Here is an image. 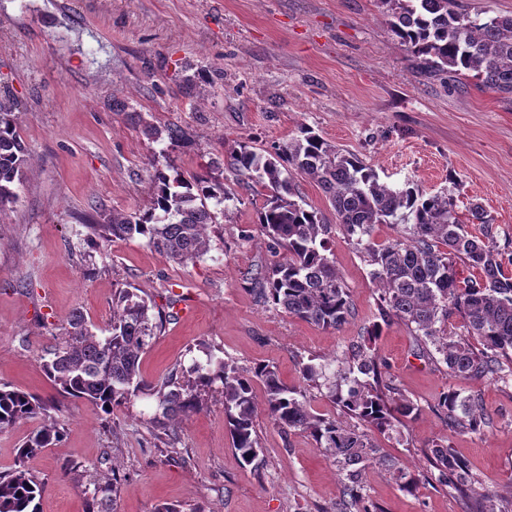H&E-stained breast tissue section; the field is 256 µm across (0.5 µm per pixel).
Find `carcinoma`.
I'll list each match as a JSON object with an SVG mask.
<instances>
[{"mask_svg":"<svg viewBox=\"0 0 512 512\" xmlns=\"http://www.w3.org/2000/svg\"><path fill=\"white\" fill-rule=\"evenodd\" d=\"M391 32L405 47L416 69L430 76L476 79L480 85L512 95V15L484 16L461 8L457 0H381ZM154 142L172 147L190 144L189 132L178 125L143 126ZM222 165L241 178L247 190L264 196L255 223L268 238L272 252L287 257L254 274L258 299L289 315L325 329H338L353 315L348 288L327 256L332 225L317 208L296 200L291 170L316 182L328 199L344 233L374 266L370 275L379 285L378 316L386 324L400 322L411 335L435 347L456 378L507 381L502 360L512 362V250L500 247L497 225L479 204L469 207L477 228L468 231L460 221L455 199L447 193L425 195L412 181L391 185L357 155L328 143L303 125L299 136L286 143L258 148L250 138L233 141ZM29 166L28 150L14 118V105L0 98V211L17 199L15 187ZM152 194L148 206L136 212L96 209L86 219L91 236L105 242L140 238L155 252L179 264L194 263L210 250L209 225L215 208L234 194L205 172L190 179L171 176L150 163ZM377 224L398 228V236L384 244L372 241ZM479 271L477 278H459L458 266ZM147 301L121 289L115 293L107 335L98 336L81 314H74L64 341L53 358L42 363L48 380L66 398L85 401L106 415L147 389L162 408L153 424L161 431L166 452L179 454L171 424L199 410L198 393L220 385L224 396V424L232 446L246 465L263 466L256 435L257 402L254 381L264 387V410L283 430L307 433L341 475L336 512H378L363 494L362 476L375 466L411 492L418 478L402 469L373 443L368 434L335 418L311 413L302 390L284 383L274 367L259 365L242 372L223 359L196 363L191 379L182 383L176 373L161 382L143 378L141 354L151 346L163 321L149 314ZM465 322V334L448 332L453 316ZM477 340L476 348L471 340ZM329 397L342 411L380 431L392 430L414 417L416 405L382 379L370 347L351 346L347 366H340L328 383ZM448 426L480 433L487 425L475 398L450 390L438 402ZM51 406L18 387L0 385V432L31 419L40 421L22 443L15 467L0 473V512H38L42 483L25 466L26 459L60 442L64 428L49 413ZM435 480L469 497L475 475L468 462L449 445L432 441ZM86 512H112L119 476L105 457L94 467ZM498 498L499 509L487 510L480 501L468 512H512V493Z\"/></svg>","mask_w":512,"mask_h":512,"instance_id":"obj_1","label":"carcinoma"}]
</instances>
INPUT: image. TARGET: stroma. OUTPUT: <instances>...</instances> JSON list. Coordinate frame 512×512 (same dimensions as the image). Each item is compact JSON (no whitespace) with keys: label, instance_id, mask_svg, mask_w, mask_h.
Returning a JSON list of instances; mask_svg holds the SVG:
<instances>
[{"label":"stroma","instance_id":"35a3bbf8","mask_svg":"<svg viewBox=\"0 0 512 512\" xmlns=\"http://www.w3.org/2000/svg\"><path fill=\"white\" fill-rule=\"evenodd\" d=\"M379 0H0V98L31 160L18 202L0 213V383L58 402L65 432L26 462L43 485L39 512H85L65 468L93 467L118 445L123 480L116 512H332L336 468L302 431L281 432L266 415L256 429L265 465H243L224 426L220 392L176 425L188 461L166 455L150 432L156 399L138 394L103 418L59 396L41 367L74 313L100 334L114 290L150 301L166 324L142 354L148 381L214 356L243 371L276 367L304 386L299 359L343 357L376 319L371 267L342 233L330 256L354 306L325 330L259 301L250 272L275 262L255 224L262 200L216 172L234 199L208 229L212 249L180 265L143 240L92 243L82 224L92 205L134 212L152 192L149 163L183 176L223 158L225 141L285 143L301 125L358 154L390 184L423 193L452 190L461 221L483 206L512 242V102L466 80L418 75ZM189 130V148L164 147L144 124ZM383 377L418 408L401 431L373 433L382 452L421 479L403 490L370 467L364 490L379 512H466L468 500L512 491V380L473 381L423 356L406 326L383 327L372 343ZM310 412L340 416L326 386H304ZM480 395L489 420L479 434L453 430L438 407L449 389ZM448 441L477 480L469 499L427 480L432 440Z\"/></svg>","mask_w":512,"mask_h":512}]
</instances>
